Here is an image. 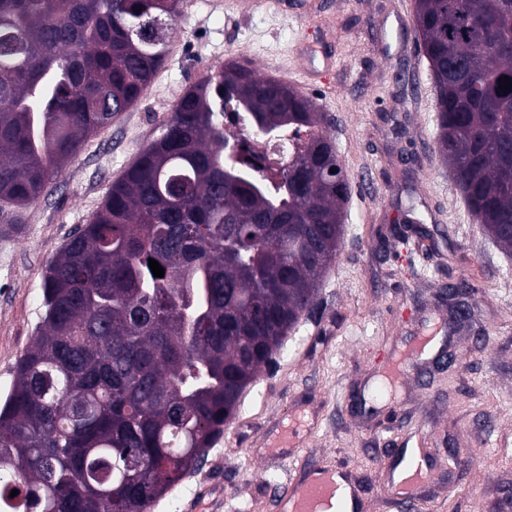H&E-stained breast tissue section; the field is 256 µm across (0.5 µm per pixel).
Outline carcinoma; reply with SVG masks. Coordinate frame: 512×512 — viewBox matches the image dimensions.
<instances>
[{
	"label": "carcinoma",
	"mask_w": 512,
	"mask_h": 512,
	"mask_svg": "<svg viewBox=\"0 0 512 512\" xmlns=\"http://www.w3.org/2000/svg\"><path fill=\"white\" fill-rule=\"evenodd\" d=\"M182 0H0V212L37 202L132 109ZM434 152L512 252V0H415ZM305 132L276 169L229 155L224 113ZM323 114L231 59L179 96L162 134L46 267L44 314L0 403V501L15 512H151L196 471L337 258L350 181ZM157 261L164 276L152 274ZM18 491L11 496V491Z\"/></svg>",
	"instance_id": "1"
}]
</instances>
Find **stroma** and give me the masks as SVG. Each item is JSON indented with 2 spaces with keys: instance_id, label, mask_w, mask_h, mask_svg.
Wrapping results in <instances>:
<instances>
[{
  "instance_id": "obj_1",
  "label": "stroma",
  "mask_w": 512,
  "mask_h": 512,
  "mask_svg": "<svg viewBox=\"0 0 512 512\" xmlns=\"http://www.w3.org/2000/svg\"><path fill=\"white\" fill-rule=\"evenodd\" d=\"M294 13L277 0L243 8L233 0H192L177 20L176 48L144 98L92 136L63 169L50 195L26 208L18 225L0 223V397L43 313L49 261L87 223L114 181L159 136L183 89L236 58L263 77L300 76L303 46L331 57L327 79L300 85L325 116L349 178L370 174L376 194L352 187L341 253L325 275L319 305L302 316L274 359L272 379L249 386L230 445L207 454L200 481L220 486L202 512H272L284 478L258 460L269 428L305 414L313 464L345 465L366 484L360 512H394L379 486L389 476L387 442H415L473 465L440 471L425 512H512V258L475 224L453 173L433 152L435 95L416 42L414 0H300ZM433 230L435 245L395 234L405 213ZM467 278V321L447 338L464 361L430 366L426 382L404 380L395 409L373 405L372 387L391 351L448 312L446 286Z\"/></svg>"
}]
</instances>
